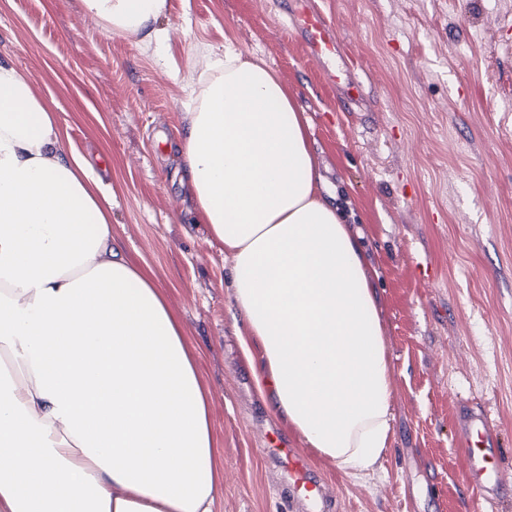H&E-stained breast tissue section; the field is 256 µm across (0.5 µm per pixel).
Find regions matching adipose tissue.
Segmentation results:
<instances>
[{
    "instance_id": "1",
    "label": "adipose tissue",
    "mask_w": 512,
    "mask_h": 512,
    "mask_svg": "<svg viewBox=\"0 0 512 512\" xmlns=\"http://www.w3.org/2000/svg\"><path fill=\"white\" fill-rule=\"evenodd\" d=\"M166 0H82L161 43ZM309 121L277 73L211 54L178 149L231 263L271 412L363 477L388 445L392 368L378 270L323 187ZM87 161L0 59V512H213L208 393L178 315L126 258Z\"/></svg>"
}]
</instances>
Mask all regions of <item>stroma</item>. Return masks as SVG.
Here are the masks:
<instances>
[{"instance_id": "stroma-1", "label": "stroma", "mask_w": 512, "mask_h": 512, "mask_svg": "<svg viewBox=\"0 0 512 512\" xmlns=\"http://www.w3.org/2000/svg\"><path fill=\"white\" fill-rule=\"evenodd\" d=\"M291 0H166L160 45L109 32L81 0H0V57L87 160L112 233L180 318L210 393L222 488L215 512H289L268 433L302 440L258 394L223 243L199 224L178 150L209 52L263 59L306 112L327 191L379 270L393 367L390 439L374 474L317 454L335 512H512L467 492L453 413L500 429L512 469V0H315L363 83L343 111L283 29Z\"/></svg>"}]
</instances>
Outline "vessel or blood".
<instances>
[{"label": "vessel or blood", "mask_w": 512, "mask_h": 512, "mask_svg": "<svg viewBox=\"0 0 512 512\" xmlns=\"http://www.w3.org/2000/svg\"><path fill=\"white\" fill-rule=\"evenodd\" d=\"M289 31L304 45L309 58L320 65L328 83L342 86L343 100L350 104L358 102L361 83L353 76L351 56L325 14L315 7L292 12ZM459 421L463 482L484 500H496L504 492L506 481L499 435L483 414L466 409ZM267 454L276 459L287 474L291 501L326 512L329 502L326 487L314 480L301 449L279 444L268 448Z\"/></svg>", "instance_id": "b4317fda"}]
</instances>
